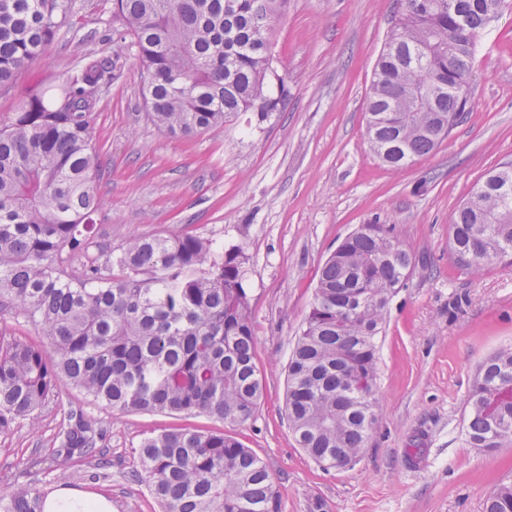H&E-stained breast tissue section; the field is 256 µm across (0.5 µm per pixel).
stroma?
Masks as SVG:
<instances>
[{
    "label": "stroma",
    "instance_id": "obj_1",
    "mask_svg": "<svg viewBox=\"0 0 512 512\" xmlns=\"http://www.w3.org/2000/svg\"><path fill=\"white\" fill-rule=\"evenodd\" d=\"M395 0H282L269 38L285 96L265 121L239 112L189 137L148 116L146 72L113 0H71L69 24L43 55L0 90V114L61 80L85 57L111 60L93 114L101 204L94 244L131 234H199L241 244L249 257L255 362L264 396L244 424L205 414L120 413L68 383L0 433V488L27 473L47 493H99L112 512H162L136 480L141 441L172 429L233 434L266 465L279 512H484L496 484L512 482V445L485 454L463 440L477 365L512 346V256L472 275L452 258L450 225L489 170L512 163V4L478 48L462 121L399 172L371 151L365 105L392 28ZM363 224L392 227L413 257L378 340L377 419L349 468L326 469L299 448L286 417L287 364L321 268ZM98 419L101 466L57 480L51 451L67 411ZM39 469L27 471L30 458Z\"/></svg>",
    "mask_w": 512,
    "mask_h": 512
}]
</instances>
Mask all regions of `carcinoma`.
Returning <instances> with one entry per match:
<instances>
[{
  "mask_svg": "<svg viewBox=\"0 0 512 512\" xmlns=\"http://www.w3.org/2000/svg\"><path fill=\"white\" fill-rule=\"evenodd\" d=\"M148 72L145 99L156 125L203 132L238 112L259 121L282 97L269 31L277 0H113ZM374 71L367 106L371 149L402 169L461 119L485 29L505 0H399ZM70 0H0V88L34 63L68 24ZM108 59L90 60L18 112L0 116V312L30 324L42 341L0 336V432L27 420L65 381L118 412L203 413L254 418L263 380L254 361L241 245L220 249L183 233L134 235L80 267L100 205L92 118ZM480 185L456 213L450 250L472 275L512 255V163ZM413 267L382 224H363L325 261L288 361V426L325 469L351 466L376 420L377 340ZM512 389V347L482 361L467 399L465 445L494 452L512 443V400L497 414L487 399ZM98 420L69 412L53 449L63 477L98 448ZM142 472L164 512H279L264 463L224 432L174 429L144 438ZM46 493L16 482L0 512H45ZM485 512H512V483Z\"/></svg>",
  "mask_w": 512,
  "mask_h": 512,
  "instance_id": "1",
  "label": "carcinoma"
}]
</instances>
